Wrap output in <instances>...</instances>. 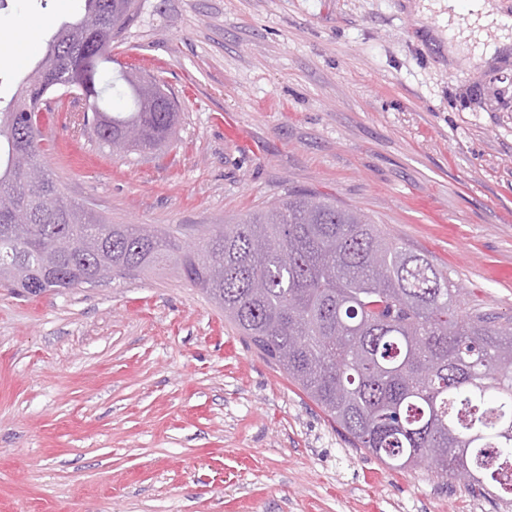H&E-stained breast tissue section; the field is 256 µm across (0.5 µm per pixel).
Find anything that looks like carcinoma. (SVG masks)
<instances>
[{
  "label": "carcinoma",
  "instance_id": "obj_1",
  "mask_svg": "<svg viewBox=\"0 0 512 512\" xmlns=\"http://www.w3.org/2000/svg\"><path fill=\"white\" fill-rule=\"evenodd\" d=\"M0 110V267L29 295L90 286L80 275L107 258L145 274L170 268L214 299L260 352L281 366L357 448L391 469L427 465L442 477L466 468L472 486L500 483L512 460V318L460 308V291L424 255L406 250L331 198L294 193L193 245L182 228L110 224L65 203L40 164L38 113L59 90L87 106L84 130L112 152L157 149L179 107L157 81L124 70V112L102 107L100 67L136 12V0H81ZM59 268L39 252L56 236L82 242ZM279 242L266 251L262 243Z\"/></svg>",
  "mask_w": 512,
  "mask_h": 512
}]
</instances>
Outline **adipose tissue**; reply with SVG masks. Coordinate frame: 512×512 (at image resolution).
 <instances>
[{
  "label": "adipose tissue",
  "mask_w": 512,
  "mask_h": 512,
  "mask_svg": "<svg viewBox=\"0 0 512 512\" xmlns=\"http://www.w3.org/2000/svg\"><path fill=\"white\" fill-rule=\"evenodd\" d=\"M437 31L449 53L474 46L485 61L512 51V0H469L466 11H459L455 0H447Z\"/></svg>",
  "instance_id": "ef3b65f1"
}]
</instances>
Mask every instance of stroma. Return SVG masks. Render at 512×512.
Masks as SVG:
<instances>
[{"instance_id":"obj_1","label":"stroma","mask_w":512,"mask_h":512,"mask_svg":"<svg viewBox=\"0 0 512 512\" xmlns=\"http://www.w3.org/2000/svg\"><path fill=\"white\" fill-rule=\"evenodd\" d=\"M420 3L139 0L108 69L136 65L173 93L172 142L112 154L57 93L42 163L112 223L189 236L290 192L333 198L447 271L466 312L512 317V54L449 57ZM79 7L0 10L19 44L0 54V101ZM0 512H512V499L354 447L167 272L25 297L0 283Z\"/></svg>"}]
</instances>
